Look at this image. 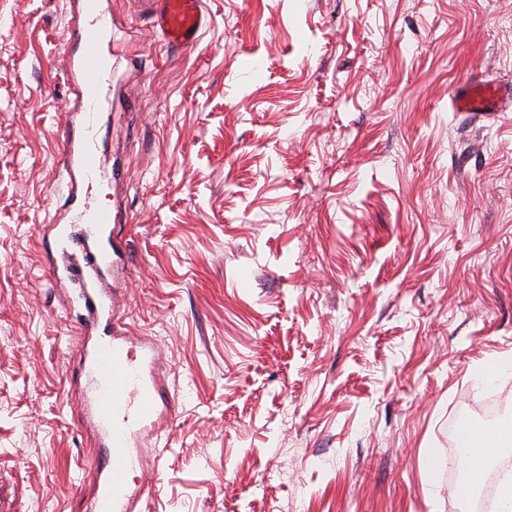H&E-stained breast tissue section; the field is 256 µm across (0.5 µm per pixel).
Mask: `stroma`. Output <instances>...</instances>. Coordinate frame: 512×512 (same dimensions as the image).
<instances>
[{
	"label": "stroma",
	"mask_w": 512,
	"mask_h": 512,
	"mask_svg": "<svg viewBox=\"0 0 512 512\" xmlns=\"http://www.w3.org/2000/svg\"><path fill=\"white\" fill-rule=\"evenodd\" d=\"M170 48L109 0L99 145L126 221L131 335L175 415L134 512H462V413H512V0H203ZM77 0H0V512H93L101 456L68 396L78 252L59 132ZM508 96L496 84L475 77L462 85L454 95L453 109L456 112H503Z\"/></svg>",
	"instance_id": "stroma-1"
}]
</instances>
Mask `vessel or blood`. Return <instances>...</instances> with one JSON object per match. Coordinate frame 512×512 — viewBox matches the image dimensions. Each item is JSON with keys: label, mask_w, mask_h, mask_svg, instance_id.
Returning a JSON list of instances; mask_svg holds the SVG:
<instances>
[{"label": "vessel or blood", "mask_w": 512, "mask_h": 512, "mask_svg": "<svg viewBox=\"0 0 512 512\" xmlns=\"http://www.w3.org/2000/svg\"><path fill=\"white\" fill-rule=\"evenodd\" d=\"M139 14L146 16L152 28L176 49L194 47L210 19L203 0H134ZM98 0H84V26L73 27L71 38L78 54L70 59L68 76L80 101L79 127L64 129L60 137L59 157L73 185L92 187L102 170L98 147L93 135L96 117L109 107L110 76L103 65L104 32L112 26L98 10ZM508 102L502 88L481 78H473L454 95L457 112H500ZM77 223L86 225L88 233L97 235L100 244L87 256L85 264L69 261L51 262L49 273L57 285L99 277L111 270L114 260L123 256L120 241L112 234L115 221L111 211L84 203L76 213ZM88 326H96L109 316L112 305L106 294H85ZM157 349L140 353L112 340L94 343L87 353L89 391L81 395L83 409L96 421L108 439L101 472L103 479L96 500L97 512H132L140 491H131L128 475L137 470L139 458L131 450L134 438H152L156 434L155 416H173V404H161L162 391L154 373Z\"/></svg>", "instance_id": "1"}]
</instances>
